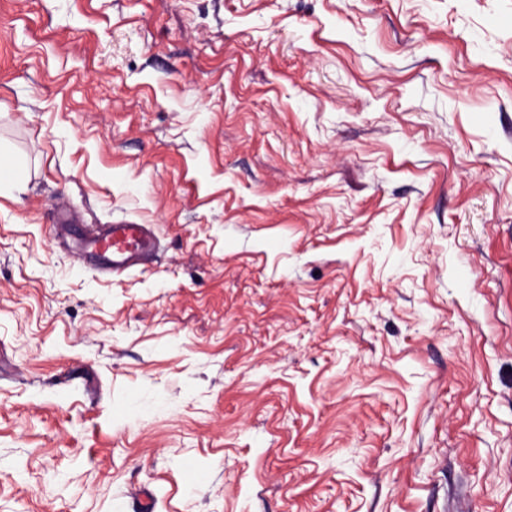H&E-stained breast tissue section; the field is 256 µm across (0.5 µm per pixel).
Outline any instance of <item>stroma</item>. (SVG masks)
Segmentation results:
<instances>
[{
    "mask_svg": "<svg viewBox=\"0 0 512 512\" xmlns=\"http://www.w3.org/2000/svg\"><path fill=\"white\" fill-rule=\"evenodd\" d=\"M0 156V512H512V0H0ZM158 238L150 224L113 222L80 236L74 256L91 261L96 269L124 274L156 253Z\"/></svg>",
    "mask_w": 512,
    "mask_h": 512,
    "instance_id": "stroma-1",
    "label": "stroma"
}]
</instances>
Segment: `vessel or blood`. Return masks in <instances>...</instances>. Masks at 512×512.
<instances>
[{
  "instance_id": "obj_1",
  "label": "vessel or blood",
  "mask_w": 512,
  "mask_h": 512,
  "mask_svg": "<svg viewBox=\"0 0 512 512\" xmlns=\"http://www.w3.org/2000/svg\"><path fill=\"white\" fill-rule=\"evenodd\" d=\"M158 238L151 225L133 222L105 224L80 236L76 256L96 269L124 274L156 253Z\"/></svg>"
}]
</instances>
